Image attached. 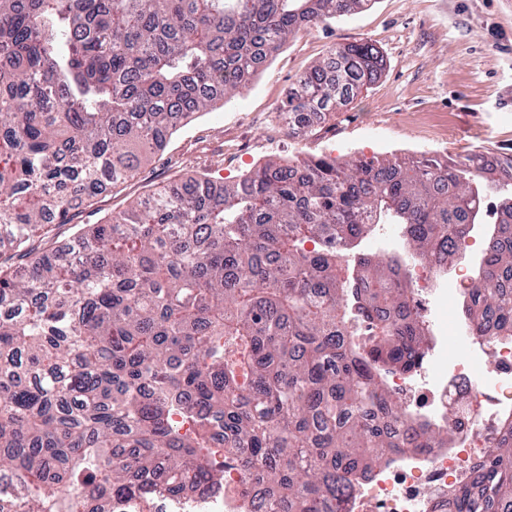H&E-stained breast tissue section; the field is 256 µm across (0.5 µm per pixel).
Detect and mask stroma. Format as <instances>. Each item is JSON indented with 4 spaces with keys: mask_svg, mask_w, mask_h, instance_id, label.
Segmentation results:
<instances>
[{
    "mask_svg": "<svg viewBox=\"0 0 512 512\" xmlns=\"http://www.w3.org/2000/svg\"><path fill=\"white\" fill-rule=\"evenodd\" d=\"M359 40L383 54L382 75L327 115L314 136L291 135L278 112L288 89L331 45ZM473 153L512 155V0H372L292 35L231 101L182 125L131 178L56 232L70 240L80 225L197 173L233 185L270 160L459 161Z\"/></svg>",
    "mask_w": 512,
    "mask_h": 512,
    "instance_id": "stroma-1",
    "label": "stroma"
}]
</instances>
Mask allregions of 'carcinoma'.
Returning a JSON list of instances; mask_svg holds the SVG:
<instances>
[{"label":"carcinoma","instance_id":"cac0c4a2","mask_svg":"<svg viewBox=\"0 0 512 512\" xmlns=\"http://www.w3.org/2000/svg\"><path fill=\"white\" fill-rule=\"evenodd\" d=\"M370 0H0V512H144L158 493L220 483L213 445L248 449L266 512H340L362 471L448 434L406 426L383 378L423 359L400 287L411 259L445 270L479 202L502 218L463 293L512 336V156L268 161L238 184L202 175L78 235L60 263L30 244L127 180L171 134L246 87L288 37ZM384 68L369 42L334 44L278 111L309 136ZM376 224L405 254L350 260ZM312 244L309 249L306 244ZM361 299L368 340L347 329ZM192 424L182 434L173 415ZM512 512V424L453 498Z\"/></svg>","mask_w":512,"mask_h":512}]
</instances>
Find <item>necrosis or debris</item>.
Masks as SVG:
<instances>
[{
  "instance_id": "1",
  "label": "necrosis or debris",
  "mask_w": 512,
  "mask_h": 512,
  "mask_svg": "<svg viewBox=\"0 0 512 512\" xmlns=\"http://www.w3.org/2000/svg\"><path fill=\"white\" fill-rule=\"evenodd\" d=\"M474 284L466 264L447 279L438 278L430 261L407 276L412 315L422 321L436 319L437 325L419 365L407 373L388 374L386 385L413 423L448 428L452 440L368 467L342 512H446L452 491L469 482L502 425L512 421V338L438 320L441 309ZM217 463L224 468L223 483L181 489L157 500L155 512H169L172 503H189L201 512L256 507L264 491L256 476L245 475L236 456H218Z\"/></svg>"
}]
</instances>
